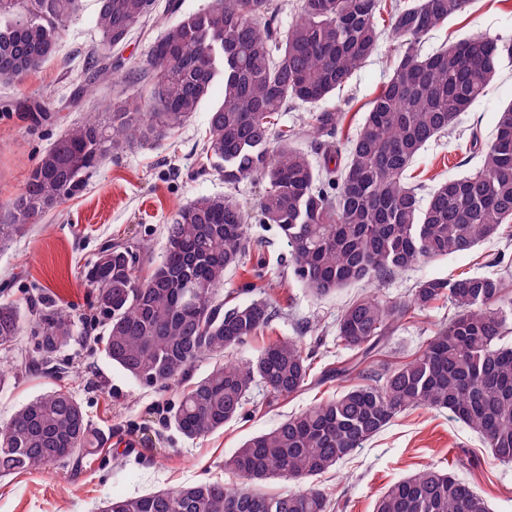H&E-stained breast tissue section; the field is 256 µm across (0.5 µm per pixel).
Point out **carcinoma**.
Wrapping results in <instances>:
<instances>
[{
  "instance_id": "cac0c4a2",
  "label": "carcinoma",
  "mask_w": 512,
  "mask_h": 512,
  "mask_svg": "<svg viewBox=\"0 0 512 512\" xmlns=\"http://www.w3.org/2000/svg\"><path fill=\"white\" fill-rule=\"evenodd\" d=\"M472 0H298L282 28L273 0H212L183 17L149 48L151 92L117 96L89 112L30 170L21 190L0 205V251L109 158L169 138L190 121L217 79L223 100L209 114L203 154L224 183L261 186V224H274L290 252L294 277L316 298L361 281L386 278L428 259L473 249L512 222V104L498 112L496 135L480 166L439 183L426 201L408 172L426 143L450 132L479 100L512 40L475 34L422 52L424 38L467 11ZM154 0H97L100 34L88 58L89 81L107 77L104 53L122 47L150 20ZM81 0H0V82L21 81L57 53ZM399 53L364 123L344 137L342 116L321 107L343 90L383 37ZM293 104L310 108L309 129L283 130ZM309 135L314 152L295 146ZM346 152H341V140ZM248 214L228 195L201 196L169 225L161 260L142 275L138 244H111L85 266L108 319L103 351L135 382L166 388L187 380L201 357L222 356L266 328L271 303L254 298L223 310L224 276L246 254ZM448 298L454 313L409 361L353 385L246 440L224 467L242 485L201 482L107 499L100 512H332L318 487L297 483L323 474L414 408L446 409L512 463V297L502 278L425 279L400 302L356 299L341 312L336 342L368 359L409 312ZM24 332L23 315L0 302V351ZM33 335L43 359L75 336L61 308L39 314ZM313 351L282 337L246 359L219 362L183 390L169 422L195 439L241 415L253 385L274 402L309 385ZM94 439L82 404L62 388L46 392L0 425V477L52 465L77 468ZM296 487L264 493L270 478ZM374 512H490L486 500L451 471L424 468L393 483Z\"/></svg>"
}]
</instances>
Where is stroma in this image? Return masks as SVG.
Masks as SVG:
<instances>
[{
    "mask_svg": "<svg viewBox=\"0 0 512 512\" xmlns=\"http://www.w3.org/2000/svg\"><path fill=\"white\" fill-rule=\"evenodd\" d=\"M209 2L158 0L153 21L113 51L109 78L90 86L84 59L99 40L97 4L82 0L56 56L22 81L0 82V203L20 191L43 151L76 126L84 113L104 111L118 94L148 91L153 83L147 66L151 43L182 16L205 9ZM476 32L512 39V0H473L467 13L433 30L423 49L449 46ZM395 58L394 43L382 42L378 53L328 101V108L343 112L344 131L356 132L362 124L392 73ZM222 97V84L213 85L198 112L176 134L160 145L138 146L106 161L86 178L80 191L0 252V299L19 303L25 312L22 350L35 348V313L45 302L66 308L79 331L56 355L62 371H23L0 390V424L36 396L62 386L83 404L98 436L96 453L85 457L78 470L53 468L0 477V512H98L109 497L204 481L236 483L224 461L245 440L359 382L354 369L327 382L320 379L322 371L350 358L349 351L336 343V321L346 304L366 295L398 301L424 279L491 276L502 272L504 264L512 265V235H499L471 251L426 261L391 279L359 282L316 299L292 278L288 248L277 227L249 224L251 243L244 264L226 275L222 295L232 306L270 292L276 315L234 355L250 356L284 336L302 337L315 352L312 382L275 404L268 403L262 386H254L242 417L205 436L184 438L168 422L169 409L180 399V385L160 391L134 382L95 344V337L106 330V320L81 273L110 241L138 243L147 261L159 260L175 212L199 196L229 193L241 203L254 204L258 185L248 180L225 185L204 166L201 147L208 137V114ZM511 102L512 64L507 63L484 96L459 116L453 134L430 141L420 151L414 168L425 190L478 167L480 158L470 150L471 130H479L483 142H490L499 110ZM448 314V302L442 299L403 319L391 334L379 367L411 359L447 322ZM428 465L453 471L470 483L486 498L491 512H512V463L493 461L477 436L439 409L417 408L399 415L312 482L331 493L334 512H374L376 500L392 483Z\"/></svg>",
    "mask_w": 512,
    "mask_h": 512,
    "instance_id": "1",
    "label": "stroma"
}]
</instances>
